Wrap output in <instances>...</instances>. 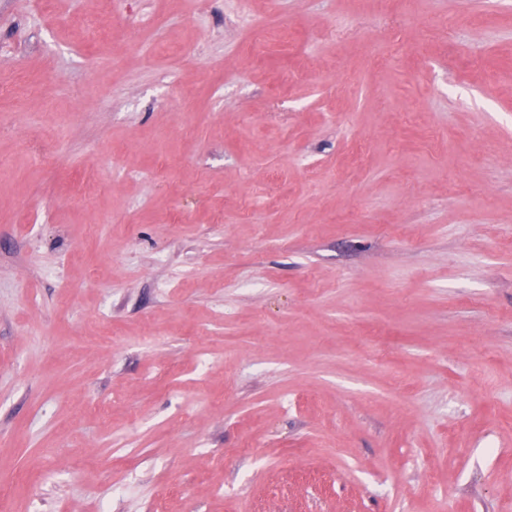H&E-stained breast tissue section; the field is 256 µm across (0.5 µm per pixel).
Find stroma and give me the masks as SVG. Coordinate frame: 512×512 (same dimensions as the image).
<instances>
[{
    "mask_svg": "<svg viewBox=\"0 0 512 512\" xmlns=\"http://www.w3.org/2000/svg\"><path fill=\"white\" fill-rule=\"evenodd\" d=\"M0 81V512H512V0H0Z\"/></svg>",
    "mask_w": 512,
    "mask_h": 512,
    "instance_id": "1",
    "label": "stroma"
}]
</instances>
